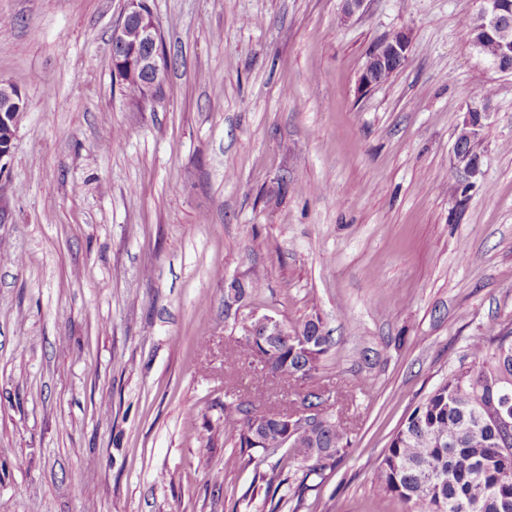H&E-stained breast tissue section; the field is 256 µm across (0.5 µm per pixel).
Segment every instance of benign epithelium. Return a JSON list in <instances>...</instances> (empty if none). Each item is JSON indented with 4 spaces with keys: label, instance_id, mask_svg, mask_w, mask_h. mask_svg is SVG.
Masks as SVG:
<instances>
[{
    "label": "benign epithelium",
    "instance_id": "1",
    "mask_svg": "<svg viewBox=\"0 0 512 512\" xmlns=\"http://www.w3.org/2000/svg\"><path fill=\"white\" fill-rule=\"evenodd\" d=\"M481 14L487 32H496L504 17L512 15V0H484ZM409 41L400 35L390 42H384L372 53L373 61L384 68L401 67L407 58ZM167 54L163 47L158 25L148 0H126V7L112 30V77L121 85L134 75L143 74L153 80L158 93H163L167 68ZM24 97L13 84L0 82V127L8 130L7 137L0 138V173L4 172L7 159L14 148L13 127L17 125L24 111ZM485 113L473 105L464 113L462 128L469 141L478 140ZM453 157L470 176L481 175L479 158L461 147L453 145ZM244 328L250 336H262L273 340L287 335L285 323L271 315H253L245 322Z\"/></svg>",
    "mask_w": 512,
    "mask_h": 512
}]
</instances>
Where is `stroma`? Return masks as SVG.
<instances>
[{"label": "stroma", "mask_w": 512, "mask_h": 512, "mask_svg": "<svg viewBox=\"0 0 512 512\" xmlns=\"http://www.w3.org/2000/svg\"><path fill=\"white\" fill-rule=\"evenodd\" d=\"M150 5L172 65L138 108L112 80L126 0H0V80L27 99L0 177V512H408L374 467L512 322V73L461 35L479 0ZM398 32L405 64L360 92ZM254 313L332 338L308 386L352 443L326 479L224 433L225 401L295 400L239 368ZM484 118L485 113L481 112L477 106L470 105L467 107L460 129L464 128L470 143L478 140L479 130L482 127ZM459 132L453 145L454 161L458 166H462L470 177H477L482 174L479 157H475L472 153L465 151L461 147L462 140L459 142Z\"/></svg>", "instance_id": "stroma-1"}]
</instances>
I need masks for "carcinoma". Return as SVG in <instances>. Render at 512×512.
I'll list each match as a JSON object with an SVG mask.
<instances>
[{"instance_id":"cac0c4a2","label":"carcinoma","mask_w":512,"mask_h":512,"mask_svg":"<svg viewBox=\"0 0 512 512\" xmlns=\"http://www.w3.org/2000/svg\"><path fill=\"white\" fill-rule=\"evenodd\" d=\"M500 39L508 55L486 62L498 72H512V16L503 20ZM471 45L483 42L479 17L463 25ZM138 106L151 97L143 79L122 86ZM320 318L311 317L288 328L309 343L261 345L245 339L242 366L259 363L271 377L295 390L312 413L305 428L288 446L290 461L311 475H321L351 444L343 421L324 413L321 396L303 390L331 347ZM471 362L459 365L421 401L401 424L373 471V483L385 496L396 497L408 512H512V445L498 441L500 417L512 416V323L491 336H479L469 346ZM224 429L240 448L277 450L282 428L266 414L242 403L224 404Z\"/></svg>"}]
</instances>
